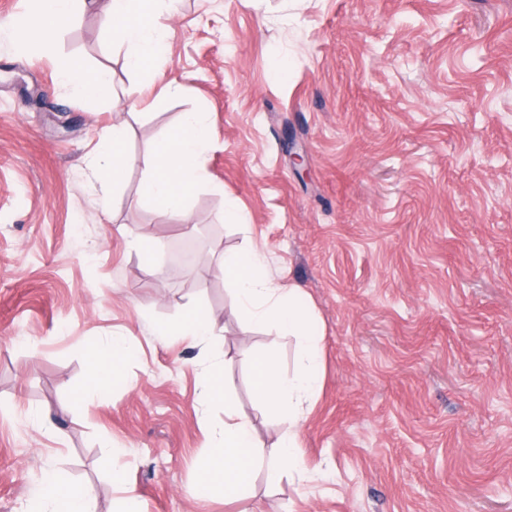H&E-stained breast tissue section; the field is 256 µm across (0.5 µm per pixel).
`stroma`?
Returning <instances> with one entry per match:
<instances>
[{"instance_id":"obj_1","label":"stroma","mask_w":512,"mask_h":512,"mask_svg":"<svg viewBox=\"0 0 512 512\" xmlns=\"http://www.w3.org/2000/svg\"><path fill=\"white\" fill-rule=\"evenodd\" d=\"M108 8L46 53L0 34V512L49 471L92 485L95 512L128 488L141 512H512V0H177L154 77ZM73 59L111 72V98L61 83ZM173 80L184 91L163 94ZM185 112L208 113L210 148L189 221L164 225L138 159ZM116 124L133 162L104 199L85 161ZM150 235L152 273L135 248ZM184 240L200 251L177 266ZM251 248L322 335L298 430L310 474L263 467L202 503L187 490L224 421L202 394L211 363L265 447L288 431L250 357L291 375L300 339L251 323L221 270ZM192 309L215 348L168 335ZM115 336L135 357L81 397L88 353Z\"/></svg>"}]
</instances>
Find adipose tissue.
<instances>
[{"mask_svg":"<svg viewBox=\"0 0 512 512\" xmlns=\"http://www.w3.org/2000/svg\"><path fill=\"white\" fill-rule=\"evenodd\" d=\"M33 11L13 20L5 29L8 39L17 45L46 47L52 41V24H63L71 16L76 0H33ZM172 0H112L107 16L113 35L131 50L133 67L149 68L166 53L164 14ZM60 80L75 94L100 100L110 96L112 77L107 69L88 72L82 65L70 63L60 70ZM126 130L113 127L101 138L93 165L104 166L112 186H119L126 171L124 150ZM210 143L206 113H184L181 122L168 130L151 152L142 159L146 174L143 191L153 202L163 223H181L187 218L184 202L205 167ZM133 349L124 337L93 352L85 391L107 390L121 363L132 357ZM93 490L87 485H69L50 474L26 506L25 512H92Z\"/></svg>","mask_w":512,"mask_h":512,"instance_id":"ef3b65f1","label":"adipose tissue"}]
</instances>
